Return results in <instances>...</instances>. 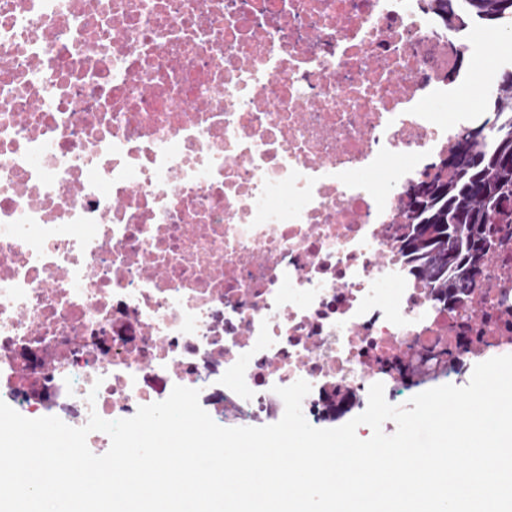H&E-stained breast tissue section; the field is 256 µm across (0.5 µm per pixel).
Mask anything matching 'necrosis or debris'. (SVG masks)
Wrapping results in <instances>:
<instances>
[{
    "instance_id": "4bbe7bcc",
    "label": "necrosis or debris",
    "mask_w": 512,
    "mask_h": 512,
    "mask_svg": "<svg viewBox=\"0 0 512 512\" xmlns=\"http://www.w3.org/2000/svg\"><path fill=\"white\" fill-rule=\"evenodd\" d=\"M464 48L423 0H0V392L84 424L181 385L251 425L512 349V224L453 306L403 252L479 116L425 108Z\"/></svg>"
}]
</instances>
